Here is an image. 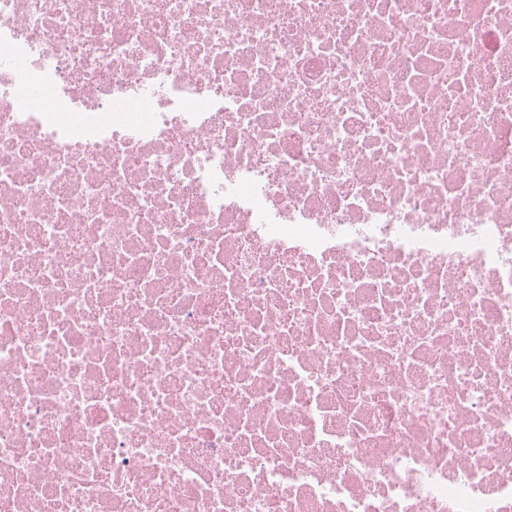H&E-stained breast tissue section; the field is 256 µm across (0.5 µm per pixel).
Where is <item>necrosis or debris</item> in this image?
Returning a JSON list of instances; mask_svg holds the SVG:
<instances>
[{"label":"necrosis or debris","instance_id":"necrosis-or-debris-1","mask_svg":"<svg viewBox=\"0 0 512 512\" xmlns=\"http://www.w3.org/2000/svg\"><path fill=\"white\" fill-rule=\"evenodd\" d=\"M0 512H512V0H0Z\"/></svg>","mask_w":512,"mask_h":512}]
</instances>
